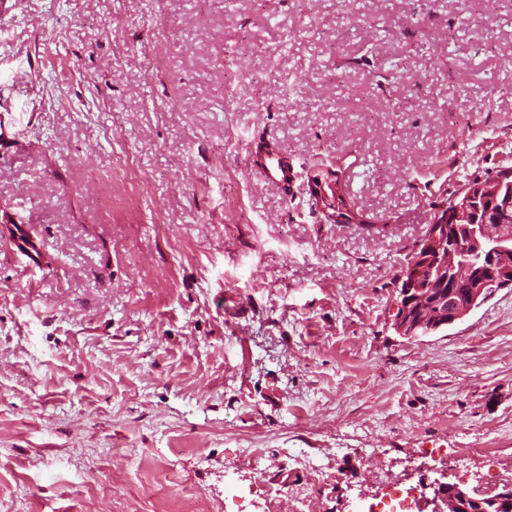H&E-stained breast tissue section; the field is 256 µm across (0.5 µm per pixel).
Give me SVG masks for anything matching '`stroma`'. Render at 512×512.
I'll list each match as a JSON object with an SVG mask.
<instances>
[{"label": "stroma", "instance_id": "35a3bbf8", "mask_svg": "<svg viewBox=\"0 0 512 512\" xmlns=\"http://www.w3.org/2000/svg\"><path fill=\"white\" fill-rule=\"evenodd\" d=\"M510 168L512 0H0V512H296L305 457L349 512L426 448L511 481L512 288L391 325L432 213ZM257 166L269 183L283 191L295 178V173L288 166L283 153L276 149L264 150L258 157Z\"/></svg>", "mask_w": 512, "mask_h": 512}]
</instances>
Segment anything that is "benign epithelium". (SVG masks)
Returning <instances> with one entry per match:
<instances>
[{
	"label": "benign epithelium",
	"mask_w": 512,
	"mask_h": 512,
	"mask_svg": "<svg viewBox=\"0 0 512 512\" xmlns=\"http://www.w3.org/2000/svg\"><path fill=\"white\" fill-rule=\"evenodd\" d=\"M472 199H492L504 215L512 209V192H503L495 180L463 188ZM419 259L435 273L434 285L448 287L433 312V289L415 279L398 283V298L392 310V325L398 335L412 339L429 335L456 323L482 298L497 288H512V224L493 228L478 223V213L467 208L444 209L436 213L423 255ZM432 512H512V481L494 485L479 493L456 483H440L434 490Z\"/></svg>",
	"instance_id": "1"
}]
</instances>
